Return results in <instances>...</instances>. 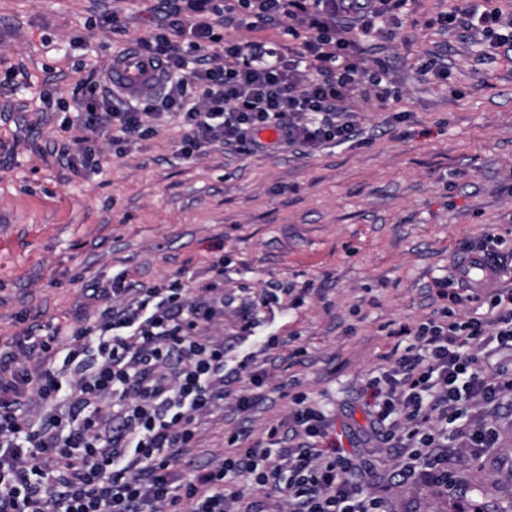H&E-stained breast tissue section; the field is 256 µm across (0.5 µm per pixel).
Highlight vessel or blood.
<instances>
[{
	"label": "vessel or blood",
	"instance_id": "1",
	"mask_svg": "<svg viewBox=\"0 0 512 512\" xmlns=\"http://www.w3.org/2000/svg\"><path fill=\"white\" fill-rule=\"evenodd\" d=\"M165 79L162 65L155 59L140 53L138 46L126 48L124 53L113 56L107 82L113 92L132 97H143L157 92ZM493 259L475 257L465 278L480 286L495 277Z\"/></svg>",
	"mask_w": 512,
	"mask_h": 512
}]
</instances>
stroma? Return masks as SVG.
Masks as SVG:
<instances>
[{"mask_svg":"<svg viewBox=\"0 0 512 512\" xmlns=\"http://www.w3.org/2000/svg\"><path fill=\"white\" fill-rule=\"evenodd\" d=\"M459 2L411 0L394 39L367 42L368 57L395 65L398 93L361 116L355 143L217 145L186 158L173 118L124 154L101 143L89 174L62 156L64 104L80 80L152 33L163 0H0V348L23 330L76 321L94 286L123 276L150 287L180 272L202 280L220 254L237 302L279 289L251 326L225 312L228 356L262 336L281 344L258 355L265 382L250 410L228 400L207 416L192 470L222 459L228 436L243 431L254 443L282 426L288 447L296 387L333 418L330 440L388 512L511 503L512 395L492 415L494 451L467 449L448 489L400 483L383 437L393 423H373L361 398L386 364L391 330L441 307L436 288L465 242L491 228L512 250V53L427 26ZM115 9L119 27L100 26ZM428 56L448 67L450 85L421 76ZM403 111L410 119L387 132ZM295 344L303 356H292Z\"/></svg>","mask_w":512,"mask_h":512,"instance_id":"35a3bbf8","label":"stroma"}]
</instances>
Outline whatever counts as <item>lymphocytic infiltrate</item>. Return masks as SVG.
<instances>
[{
    "label": "lymphocytic infiltrate",
    "instance_id": "obj_1",
    "mask_svg": "<svg viewBox=\"0 0 512 512\" xmlns=\"http://www.w3.org/2000/svg\"><path fill=\"white\" fill-rule=\"evenodd\" d=\"M409 0H237L242 33L227 37L220 17L168 13L140 49L163 63L159 93L119 103L106 79L83 80L73 109L85 135L66 161L99 167L98 139L131 143L152 122L178 117L180 151L210 145L248 152L345 144L360 113L394 89V70L367 59L363 41L395 36ZM443 28L469 31L487 47L512 49V12L460 6L438 15ZM276 24L300 48L252 39ZM275 131L262 141L263 131ZM212 280L182 276L148 288L127 278L93 288L99 306L84 323L49 324L13 337L0 359V512H265L228 490V474L249 479L288 512H386L382 498L354 484L348 452L328 442L331 426L305 392L292 395L296 445L271 452L231 436L222 461L198 477L180 463L196 442V419L224 402V340L213 332L233 297L224 293V258ZM444 305L416 327L401 326L387 366L362 397L375 421L400 418L407 446L398 475L448 483L457 450L448 420L470 405L512 393V369L486 367L482 354H512V287L438 289ZM468 306L466 316L454 308Z\"/></svg>",
    "mask_w": 512,
    "mask_h": 512
}]
</instances>
